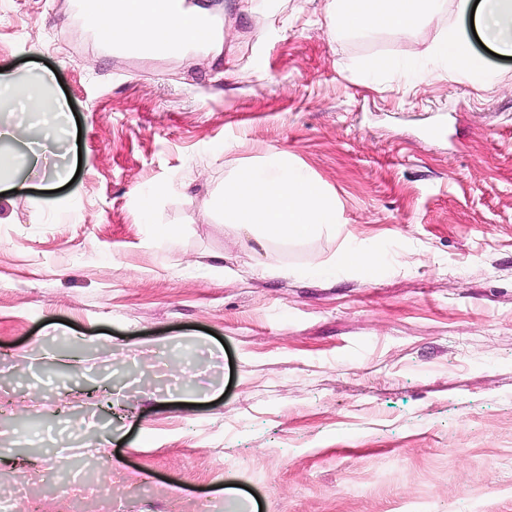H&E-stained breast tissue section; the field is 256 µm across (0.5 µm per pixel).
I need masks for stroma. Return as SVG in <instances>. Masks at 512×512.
Instances as JSON below:
<instances>
[{"mask_svg":"<svg viewBox=\"0 0 512 512\" xmlns=\"http://www.w3.org/2000/svg\"><path fill=\"white\" fill-rule=\"evenodd\" d=\"M73 2L0 0V68L52 74L82 158L63 191L22 168L0 200V493L56 512L75 476L96 493L71 512H512V60L488 56L489 85L366 73L461 26L450 0L342 41L326 0H219L222 53L181 61L100 49ZM283 152L340 222L263 249L212 201ZM346 240L375 278L296 276Z\"/></svg>","mask_w":512,"mask_h":512,"instance_id":"35a3bbf8","label":"stroma"}]
</instances>
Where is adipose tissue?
Instances as JSON below:
<instances>
[{"label":"adipose tissue","mask_w":512,"mask_h":512,"mask_svg":"<svg viewBox=\"0 0 512 512\" xmlns=\"http://www.w3.org/2000/svg\"><path fill=\"white\" fill-rule=\"evenodd\" d=\"M452 2L458 16H473L490 50L512 56V0ZM438 8L439 0H327L328 34L342 40L382 30H406L431 21ZM83 26L103 45H111L118 35L162 57L173 49L220 50L210 27V11L202 0L190 6L184 0H93ZM426 57L434 66L468 76L482 67L467 34L456 29L430 45ZM51 81L48 73L19 78L0 72V192L15 187L14 148L27 147L30 169H40L43 156L32 148L34 137L47 138L62 129L64 101L50 105L45 100ZM217 205L224 223L251 233L263 247L302 241L339 222L335 199L284 154L235 171L225 180Z\"/></svg>","instance_id":"ef3b65f1"}]
</instances>
